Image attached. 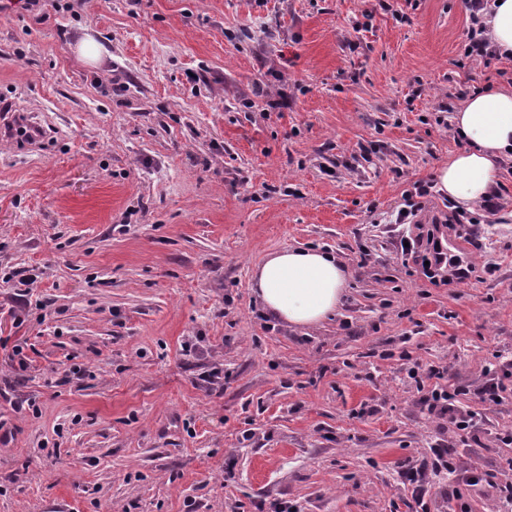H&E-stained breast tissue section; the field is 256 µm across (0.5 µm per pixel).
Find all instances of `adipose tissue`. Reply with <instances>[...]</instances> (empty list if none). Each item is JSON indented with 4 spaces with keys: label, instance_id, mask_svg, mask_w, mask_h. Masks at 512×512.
Segmentation results:
<instances>
[{
    "label": "adipose tissue",
    "instance_id": "ef3b65f1",
    "mask_svg": "<svg viewBox=\"0 0 512 512\" xmlns=\"http://www.w3.org/2000/svg\"><path fill=\"white\" fill-rule=\"evenodd\" d=\"M484 18L492 50L512 58V0H495ZM453 121L467 147L438 170L436 185L449 199L468 206L497 189L503 164L512 161V90L487 87L470 93ZM347 277L331 254L288 249L263 259L254 271L253 289L268 315L309 327L335 312Z\"/></svg>",
    "mask_w": 512,
    "mask_h": 512
}]
</instances>
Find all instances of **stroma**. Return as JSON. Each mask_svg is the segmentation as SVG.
Listing matches in <instances>:
<instances>
[{
    "mask_svg": "<svg viewBox=\"0 0 512 512\" xmlns=\"http://www.w3.org/2000/svg\"><path fill=\"white\" fill-rule=\"evenodd\" d=\"M389 2L54 0L40 21L0 0V105L45 132L0 136V512H498L512 165L495 213L420 199L423 223L466 214L469 283L405 265L392 222L464 149L453 111L511 87L512 59L463 61L464 0ZM288 248L348 268L322 325L252 291ZM432 366L453 412L422 401L434 382L410 370ZM448 441L462 468L427 472L416 501L402 463Z\"/></svg>",
    "mask_w": 512,
    "mask_h": 512,
    "instance_id": "35a3bbf8",
    "label": "stroma"
}]
</instances>
